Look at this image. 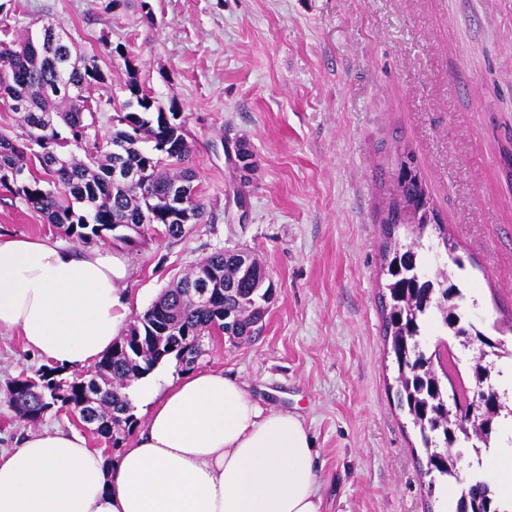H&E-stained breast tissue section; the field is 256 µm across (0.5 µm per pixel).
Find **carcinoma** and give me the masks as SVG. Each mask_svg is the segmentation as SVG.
I'll use <instances>...</instances> for the list:
<instances>
[{"mask_svg": "<svg viewBox=\"0 0 512 512\" xmlns=\"http://www.w3.org/2000/svg\"><path fill=\"white\" fill-rule=\"evenodd\" d=\"M56 33V26L46 22L35 37H13L0 17V104L20 115L21 129L15 135L0 131V187L80 241L110 237L129 245L133 239L114 231L131 230L141 238L154 224L163 225L172 239L183 238L206 216V204L194 185L193 149L185 121L174 107L168 112L153 109L154 100L128 59L129 97L122 102H92L87 90L104 80L97 55L79 52L73 43L54 38ZM105 104L112 107V133L102 138L92 132L90 118ZM117 168L123 173L134 171L138 178L115 177ZM422 193L416 167L400 164L380 219L389 293L382 311L383 334L391 339L397 367L398 406L419 431L432 495L438 482L459 483L464 449L456 447L452 437L467 440L469 436L457 430L462 418L457 401L465 400V393L444 383L450 379L453 355H448V368L438 370L433 354L423 350L421 336L437 315L451 335L462 330L485 346L483 360L471 365L474 376L491 364L488 357H501L503 347L463 321L464 294L447 267L431 275L419 248L396 242L395 229L409 223V209L419 214L417 237L428 227L426 211L420 207ZM177 196L183 201L181 224L168 219V201ZM434 229L449 262L464 269V258L456 254L445 224L437 222ZM201 271L210 273L205 301L190 288ZM275 291L260 264L244 273L236 254L215 251L136 316L91 373L65 377L59 368L48 366L33 377L22 372L0 391V405L34 425L51 413L64 412L86 423L109 450L120 448L138 425L128 393L132 383L171 358L191 367L201 357L205 340L216 331L240 341L257 337L260 329L253 324L265 313ZM505 410L512 414L503 399L496 415L481 425L476 441L482 446L475 452L489 447ZM449 512L502 510L492 484L473 475L466 497L452 501Z\"/></svg>", "mask_w": 512, "mask_h": 512, "instance_id": "1", "label": "carcinoma"}]
</instances>
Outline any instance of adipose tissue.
Instances as JSON below:
<instances>
[{"label":"adipose tissue","instance_id":"1","mask_svg":"<svg viewBox=\"0 0 512 512\" xmlns=\"http://www.w3.org/2000/svg\"><path fill=\"white\" fill-rule=\"evenodd\" d=\"M129 261L48 236L0 234V334L65 372L92 366L129 322ZM131 392L146 422L114 467L76 432L42 428L0 452V512H321L315 440L220 370Z\"/></svg>","mask_w":512,"mask_h":512}]
</instances>
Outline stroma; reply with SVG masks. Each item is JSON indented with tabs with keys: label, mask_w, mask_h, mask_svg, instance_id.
<instances>
[{
	"label": "stroma",
	"mask_w": 512,
	"mask_h": 512,
	"mask_svg": "<svg viewBox=\"0 0 512 512\" xmlns=\"http://www.w3.org/2000/svg\"><path fill=\"white\" fill-rule=\"evenodd\" d=\"M108 2L13 0L8 22L21 36L53 22L97 53L92 99L125 98L131 59L156 106L186 118L205 221L179 241L159 228L117 244L134 313L212 252L251 253L276 288L263 330L215 334L195 370L300 415L322 512H441L383 336L379 165L394 137L413 149L467 258L454 272L466 313L511 351L512 0H149L148 15ZM0 233L66 239L1 190ZM41 366L0 336V389Z\"/></svg>",
	"instance_id": "1"
}]
</instances>
